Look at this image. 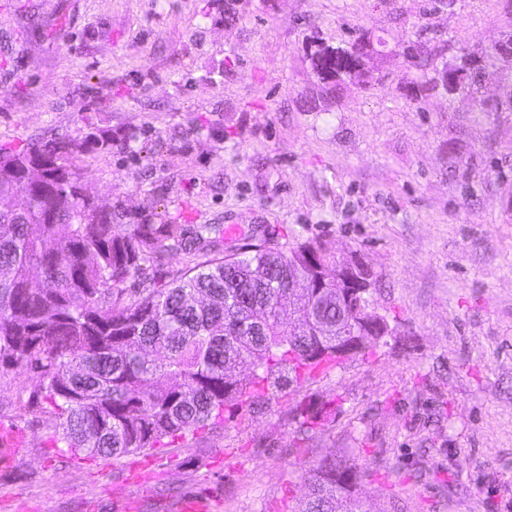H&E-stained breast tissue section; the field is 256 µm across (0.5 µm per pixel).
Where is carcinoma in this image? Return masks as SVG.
<instances>
[{
	"mask_svg": "<svg viewBox=\"0 0 512 512\" xmlns=\"http://www.w3.org/2000/svg\"><path fill=\"white\" fill-rule=\"evenodd\" d=\"M410 58L422 73L436 55ZM112 149L104 131L28 150H0V362L38 380L57 418L56 443L78 458H118L166 437L224 420V409L260 410L273 390L336 365V281L315 286L304 252L318 242L270 243L229 262L216 226L164 220L113 230L112 211L87 207L78 152ZM44 163L42 191L26 190L18 170ZM195 257L184 274L156 281L160 253ZM136 278L151 288H127ZM294 287H288V284ZM316 313L296 330L287 311ZM356 467L326 458L314 470L300 512H354Z\"/></svg>",
	"mask_w": 512,
	"mask_h": 512,
	"instance_id": "1",
	"label": "carcinoma"
}]
</instances>
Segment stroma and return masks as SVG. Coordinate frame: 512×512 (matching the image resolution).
Masks as SVG:
<instances>
[{
  "instance_id": "1",
  "label": "stroma",
  "mask_w": 512,
  "mask_h": 512,
  "mask_svg": "<svg viewBox=\"0 0 512 512\" xmlns=\"http://www.w3.org/2000/svg\"><path fill=\"white\" fill-rule=\"evenodd\" d=\"M384 43L382 80L328 89L315 42ZM512 0H0V148L87 126L77 159L122 225L215 224L360 260L392 333L266 410L110 460L55 446L32 373L0 366V512H298L355 464L365 512H512ZM479 57L477 89L412 95V41ZM321 412L299 434L297 414Z\"/></svg>"
}]
</instances>
